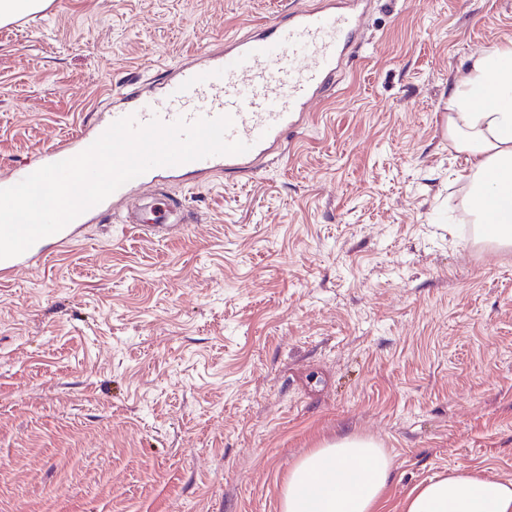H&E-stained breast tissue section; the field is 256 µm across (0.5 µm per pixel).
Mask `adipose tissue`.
I'll use <instances>...</instances> for the list:
<instances>
[{"instance_id": "ef3b65f1", "label": "adipose tissue", "mask_w": 512, "mask_h": 512, "mask_svg": "<svg viewBox=\"0 0 512 512\" xmlns=\"http://www.w3.org/2000/svg\"><path fill=\"white\" fill-rule=\"evenodd\" d=\"M445 131L471 160L465 208L498 245H512V43L473 55L448 91ZM391 460L373 439L341 434L301 457L288 474L280 512H382ZM400 512H512V479L454 469L414 486Z\"/></svg>"}]
</instances>
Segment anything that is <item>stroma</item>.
Returning a JSON list of instances; mask_svg holds the SVG:
<instances>
[{
    "label": "stroma",
    "mask_w": 512,
    "mask_h": 512,
    "mask_svg": "<svg viewBox=\"0 0 512 512\" xmlns=\"http://www.w3.org/2000/svg\"><path fill=\"white\" fill-rule=\"evenodd\" d=\"M318 0H51L0 25V164L157 68ZM512 0H372L310 122L187 226L112 222L0 283V512H280L304 454L373 438L383 512L512 479V251L464 208L442 104Z\"/></svg>",
    "instance_id": "1"
}]
</instances>
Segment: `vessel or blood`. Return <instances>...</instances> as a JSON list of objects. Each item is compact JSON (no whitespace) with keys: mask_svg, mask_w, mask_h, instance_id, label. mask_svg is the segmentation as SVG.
I'll return each mask as SVG.
<instances>
[{"mask_svg":"<svg viewBox=\"0 0 512 512\" xmlns=\"http://www.w3.org/2000/svg\"><path fill=\"white\" fill-rule=\"evenodd\" d=\"M370 2L322 0L311 10H289L260 32L227 38L219 48H204L168 66L163 81L148 78L139 88L113 94L107 111L78 123L36 159L18 160L1 170L0 188L13 186L45 165L81 153L113 122L129 115L140 125L155 118L169 124L228 116L233 120L229 139L250 146L243 154L150 169L23 254L1 259L0 280L43 262L48 243L64 247L77 241L84 225L109 221L124 204L133 230L153 232L183 224V202L164 197L136 206L131 199L138 188L171 180L198 184L218 173L234 178L254 172L263 159L281 151L288 132L307 123L312 103L327 91L361 30Z\"/></svg>","mask_w":512,"mask_h":512,"instance_id":"obj_1","label":"vessel or blood"}]
</instances>
